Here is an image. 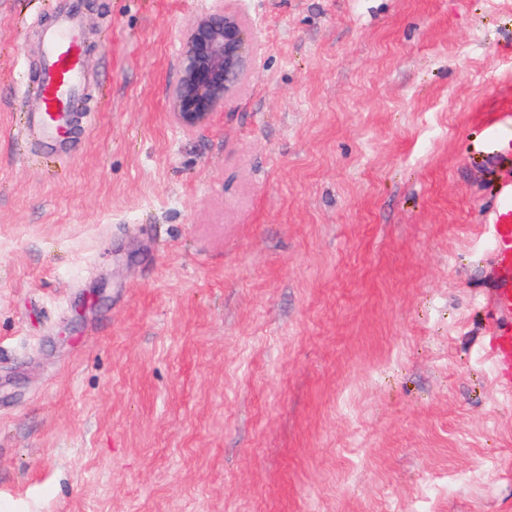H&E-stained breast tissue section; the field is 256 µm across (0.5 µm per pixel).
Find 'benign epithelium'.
I'll list each match as a JSON object with an SVG mask.
<instances>
[{
    "label": "benign epithelium",
    "mask_w": 512,
    "mask_h": 512,
    "mask_svg": "<svg viewBox=\"0 0 512 512\" xmlns=\"http://www.w3.org/2000/svg\"><path fill=\"white\" fill-rule=\"evenodd\" d=\"M258 53L245 21L224 0L188 21L170 112L185 130L206 123L244 88Z\"/></svg>",
    "instance_id": "7a95c632"
}]
</instances>
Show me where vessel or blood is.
<instances>
[{
	"label": "vessel or blood",
	"mask_w": 512,
	"mask_h": 512,
	"mask_svg": "<svg viewBox=\"0 0 512 512\" xmlns=\"http://www.w3.org/2000/svg\"><path fill=\"white\" fill-rule=\"evenodd\" d=\"M42 105L31 125L49 144L65 140L85 83L82 27L77 9L58 13L43 32L38 75ZM482 222L493 242L495 275L488 282L490 299L488 343L496 377L512 393V180L501 183L495 202Z\"/></svg>",
	"instance_id": "vessel-or-blood-1"
}]
</instances>
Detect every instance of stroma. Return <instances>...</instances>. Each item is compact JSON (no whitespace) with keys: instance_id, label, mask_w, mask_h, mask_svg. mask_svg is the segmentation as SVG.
I'll return each instance as SVG.
<instances>
[{"instance_id":"1","label":"stroma","mask_w":512,"mask_h":512,"mask_svg":"<svg viewBox=\"0 0 512 512\" xmlns=\"http://www.w3.org/2000/svg\"><path fill=\"white\" fill-rule=\"evenodd\" d=\"M77 4L51 146L59 4L0 0V512H512L481 222L512 0H230L260 53L191 131L213 0ZM42 105L30 124L48 144L65 140L85 83V57L79 11L67 7L43 31V56L38 75Z\"/></svg>"}]
</instances>
